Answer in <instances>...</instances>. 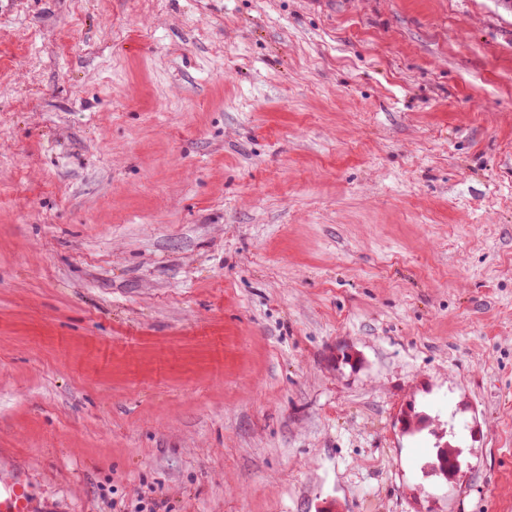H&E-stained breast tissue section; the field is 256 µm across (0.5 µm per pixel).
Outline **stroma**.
Returning a JSON list of instances; mask_svg holds the SVG:
<instances>
[{"instance_id": "obj_1", "label": "stroma", "mask_w": 512, "mask_h": 512, "mask_svg": "<svg viewBox=\"0 0 512 512\" xmlns=\"http://www.w3.org/2000/svg\"><path fill=\"white\" fill-rule=\"evenodd\" d=\"M1 462L42 512H512V7L0 0Z\"/></svg>"}]
</instances>
